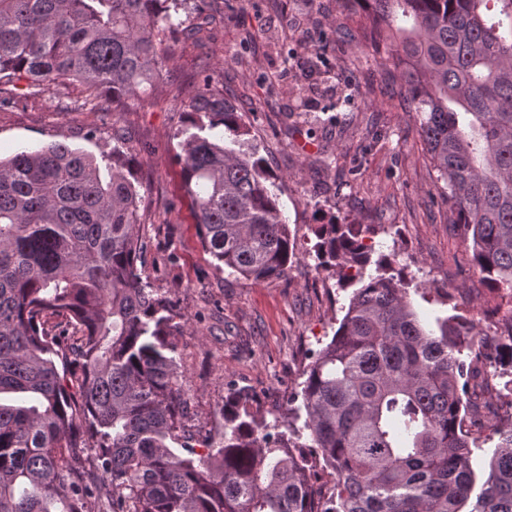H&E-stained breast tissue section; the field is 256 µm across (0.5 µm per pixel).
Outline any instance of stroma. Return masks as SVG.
Segmentation results:
<instances>
[{
  "label": "stroma",
  "mask_w": 512,
  "mask_h": 512,
  "mask_svg": "<svg viewBox=\"0 0 512 512\" xmlns=\"http://www.w3.org/2000/svg\"><path fill=\"white\" fill-rule=\"evenodd\" d=\"M368 24L364 13L343 11L336 0H229L200 44L176 47L146 105L131 100L122 112L83 111L80 89L72 86L0 109L4 156L52 142L95 155L115 146L131 152L140 235L148 245L143 277L184 317L174 342L189 431H222L229 382L250 394V414L269 424L283 417L311 355L337 330L352 293L334 271L319 268L314 252L318 226L332 219L378 225L371 243L405 274L425 328L455 306L486 342L512 343V290L489 289L469 265L471 243L447 202L434 195L437 173L418 117L397 67L379 65L365 40ZM324 29L343 37L325 55L331 79L304 112L297 94L308 77L300 64ZM285 43L294 57L282 53ZM203 59L281 178L280 202L297 252L287 277L252 283L217 270L188 201L179 198L174 134ZM433 288L447 292V303L430 296ZM482 351L478 345L464 355L472 369L463 396L467 430L481 442L480 460L494 451L492 427L512 420L503 390L512 368L489 367Z\"/></svg>",
  "instance_id": "1"
}]
</instances>
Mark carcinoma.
I'll return each mask as SVG.
<instances>
[{
  "label": "carcinoma",
  "mask_w": 512,
  "mask_h": 512,
  "mask_svg": "<svg viewBox=\"0 0 512 512\" xmlns=\"http://www.w3.org/2000/svg\"><path fill=\"white\" fill-rule=\"evenodd\" d=\"M215 3L0 0V106L76 85L83 106L120 112ZM338 3L366 11L371 40L400 67L474 267L512 289V0ZM174 137L180 190L217 268L286 276L297 255L280 177L208 66ZM133 180L116 146L0 158V512H463L479 447L460 387L473 321L425 329L402 274L372 259L375 225L322 224L320 266L358 288L307 366L301 405L269 425L231 388L224 431L192 433L171 341L182 315L141 276ZM490 438L468 512H512V423ZM317 467L331 477L320 501Z\"/></svg>",
  "instance_id": "cac0c4a2"
}]
</instances>
